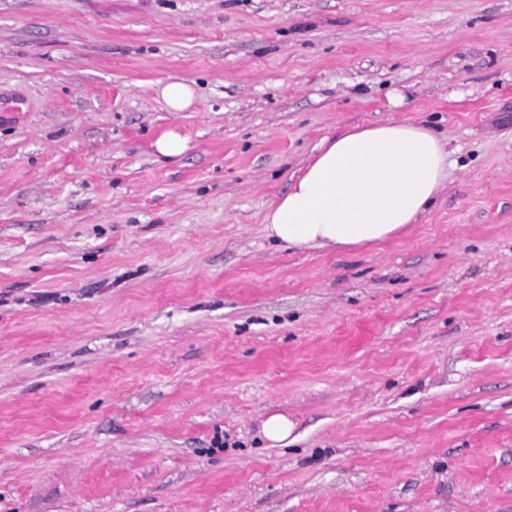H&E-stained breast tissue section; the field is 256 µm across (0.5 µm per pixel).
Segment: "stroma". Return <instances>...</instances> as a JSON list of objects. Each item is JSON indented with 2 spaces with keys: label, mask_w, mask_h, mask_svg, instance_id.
Segmentation results:
<instances>
[{
  "label": "stroma",
  "mask_w": 512,
  "mask_h": 512,
  "mask_svg": "<svg viewBox=\"0 0 512 512\" xmlns=\"http://www.w3.org/2000/svg\"><path fill=\"white\" fill-rule=\"evenodd\" d=\"M390 118L420 223L265 238ZM0 512H512V0H0ZM156 93L172 112H183L189 109L197 99L193 86L178 77H170L160 82ZM448 138L385 120L324 138L263 216L268 239L294 249H358L417 224L448 183ZM157 153L165 158H174L187 150V140L179 134L170 132L155 142ZM295 428V424L283 414H273L263 423L262 433L264 437L274 443H282L289 438Z\"/></svg>",
  "instance_id": "35a3bbf8"
}]
</instances>
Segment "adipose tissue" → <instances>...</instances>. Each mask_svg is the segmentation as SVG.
Here are the masks:
<instances>
[{"instance_id": "1", "label": "adipose tissue", "mask_w": 512, "mask_h": 512, "mask_svg": "<svg viewBox=\"0 0 512 512\" xmlns=\"http://www.w3.org/2000/svg\"><path fill=\"white\" fill-rule=\"evenodd\" d=\"M448 140L386 120L324 138L263 216L267 238L294 249H358L419 223L448 182Z\"/></svg>"}]
</instances>
